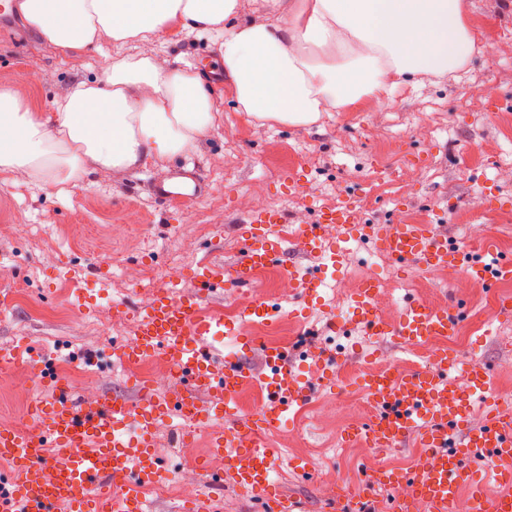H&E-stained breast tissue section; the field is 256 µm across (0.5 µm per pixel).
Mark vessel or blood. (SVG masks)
Masks as SVG:
<instances>
[{
    "label": "vessel or blood",
    "mask_w": 512,
    "mask_h": 512,
    "mask_svg": "<svg viewBox=\"0 0 512 512\" xmlns=\"http://www.w3.org/2000/svg\"><path fill=\"white\" fill-rule=\"evenodd\" d=\"M440 222L435 214L418 224L358 226L351 208L344 206L320 210L316 223L290 226L282 211L263 208L251 214L242 231L240 260L229 268L220 261H202L192 276V293L161 291L135 309L113 303L114 313L134 319L137 326L133 338L114 348V365L163 356L173 368L175 388L162 397L156 386H142L134 402L116 393L88 400L74 397L59 377L37 371L36 384H52L56 395L33 405L35 435L24 438L0 429V455L14 461L11 477L0 484V512H50L61 500L72 512H145L142 489L169 477L155 456L156 430L186 411L197 423L221 420L213 448L223 454L224 471L240 489L264 501L269 512H302L298 500L277 489L278 461L265 444V432L287 423L293 407L310 399L308 383L291 372L283 348L265 346L262 355L270 372L261 388L266 403L249 421H241L237 392L251 384L252 371L240 360L216 361L210 341L238 336L239 322L279 314L278 299L250 295L259 271L284 268L297 301L309 303L326 285L337 243L353 239H370L395 265L423 274L437 265L464 268L487 285L512 277V258L496 255L487 261L467 255L449 243ZM289 249L303 251L311 266L284 264ZM224 288L239 305L238 322L202 307L204 298ZM377 289V282H366L352 299L350 322L366 334L398 337L408 349L431 336L451 335L464 324L462 311L452 303L433 309L411 302L398 321H383L374 311ZM491 386L486 365L463 361L452 351L438 353L424 366L362 379L375 414L366 425L346 426L343 439H363L384 451L401 448L413 436L421 452L406 473L369 467L361 483L328 498L325 512H373L377 487L404 483L413 496L394 502L392 512H413L417 506L423 512H512V495L487 488L492 479L512 481V414L500 410ZM477 404L486 412L479 424L471 420ZM482 461L492 466L493 478L482 477ZM464 485L472 489L465 504L459 499Z\"/></svg>",
    "instance_id": "b4317fda"
}]
</instances>
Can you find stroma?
<instances>
[{"mask_svg":"<svg viewBox=\"0 0 512 512\" xmlns=\"http://www.w3.org/2000/svg\"><path fill=\"white\" fill-rule=\"evenodd\" d=\"M472 26L474 48L466 63L441 79L400 86L386 106L367 102L346 112L322 114L307 127L255 128L246 113L222 103L214 125L184 155L128 170L121 178H101L89 187L59 196L43 184L13 181L0 174V345L25 340L42 358L70 362L96 377L111 393L136 397L139 383L114 371V346L133 334L132 323L115 324L111 302L143 304L144 288L125 269L150 267L169 275L184 272L179 291H193L190 271L206 257L237 263L244 248L240 221L258 205L282 210L292 224L315 223L320 209L346 203L359 224L392 220L420 222L422 215L442 218L449 240L491 241L512 257V0H462ZM141 43L106 44L72 61L41 43L23 15L0 24V90L8 89L34 111H51L52 100L71 80L100 76L107 58L140 53ZM161 59L209 74L220 58L209 35L163 34L150 45ZM32 69L29 84L15 82L18 71ZM495 110H488V103ZM285 150L292 168L307 170L303 184L288 180L289 169L274 167L270 155ZM191 170L200 197L160 200L150 185L172 172ZM341 269L379 267L397 285L392 317H399L415 293L402 289L411 269L384 263L371 243L354 240L336 254ZM103 276H95V266ZM27 296L11 297L14 282ZM87 291L94 309L78 316L72 309L73 285ZM443 302L458 299L468 316L465 340L455 348L462 359L487 364L493 387L512 403V316L496 317L487 303L495 286L472 281L456 287L428 284ZM289 337L288 366L313 386L311 400L295 407L288 424L267 441L279 458L275 474L283 496L300 500L305 512H321L322 474L339 473L346 486L361 476L353 451L336 452L341 428L323 422L315 411L352 401L342 374L322 380L314 368L320 353L336 352L356 363L413 362L390 336H367L348 328L336 336H316L306 349ZM294 459L312 466L304 476Z\"/></svg>","mask_w":512,"mask_h":512,"instance_id":"obj_1","label":"stroma"}]
</instances>
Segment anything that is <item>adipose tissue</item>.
<instances>
[{
	"label": "adipose tissue",
	"mask_w": 512,
	"mask_h": 512,
	"mask_svg": "<svg viewBox=\"0 0 512 512\" xmlns=\"http://www.w3.org/2000/svg\"><path fill=\"white\" fill-rule=\"evenodd\" d=\"M20 10L74 58L106 42L210 34L225 94L262 125L305 127L325 112L387 102L402 83L462 67L472 45L460 0H300L279 23L241 16L238 0H22ZM221 97L202 74L147 52L68 83L46 117L0 90V172L69 195L95 176L186 153Z\"/></svg>",
	"instance_id": "ef3b65f1"
}]
</instances>
